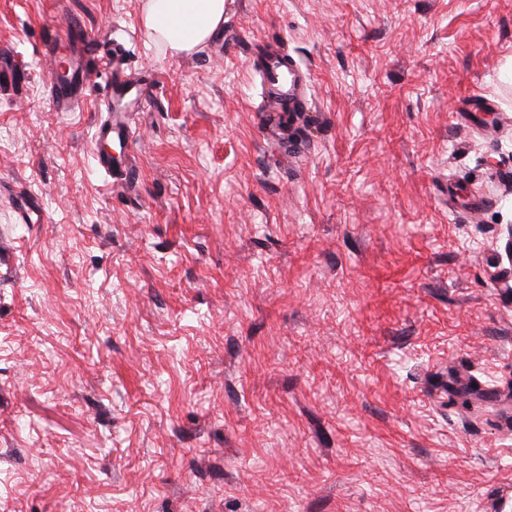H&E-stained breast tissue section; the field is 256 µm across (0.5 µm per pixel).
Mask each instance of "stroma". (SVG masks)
<instances>
[{
    "label": "stroma",
    "mask_w": 512,
    "mask_h": 512,
    "mask_svg": "<svg viewBox=\"0 0 512 512\" xmlns=\"http://www.w3.org/2000/svg\"><path fill=\"white\" fill-rule=\"evenodd\" d=\"M143 10L0 0V512H512V0H224L188 55ZM63 23L156 86L134 200ZM298 63L283 48L267 54L261 63L259 75L263 84L277 88L275 100H266L257 108L258 112H277L284 103L291 112L303 108L307 100V85Z\"/></svg>",
    "instance_id": "1"
}]
</instances>
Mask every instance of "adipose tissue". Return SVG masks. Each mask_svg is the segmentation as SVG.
Returning a JSON list of instances; mask_svg holds the SVG:
<instances>
[{
  "instance_id": "obj_1",
  "label": "adipose tissue",
  "mask_w": 512,
  "mask_h": 512,
  "mask_svg": "<svg viewBox=\"0 0 512 512\" xmlns=\"http://www.w3.org/2000/svg\"><path fill=\"white\" fill-rule=\"evenodd\" d=\"M224 23V0H146L143 24L149 36L174 54L205 43Z\"/></svg>"
}]
</instances>
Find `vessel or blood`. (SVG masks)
<instances>
[{"label": "vessel or blood", "instance_id": "1", "mask_svg": "<svg viewBox=\"0 0 512 512\" xmlns=\"http://www.w3.org/2000/svg\"><path fill=\"white\" fill-rule=\"evenodd\" d=\"M101 36L75 32L62 27L55 39L45 48L50 63V93L59 108H68L84 88L103 84L100 94L105 112L95 135L124 146H131L135 136L133 119L126 105L135 101L147 102L148 96L118 65L115 55L101 52ZM259 75L262 83L275 87V99L263 101L259 109L274 112L281 106L299 111L307 100V85L298 63L287 51L267 54L261 63Z\"/></svg>", "mask_w": 512, "mask_h": 512}]
</instances>
